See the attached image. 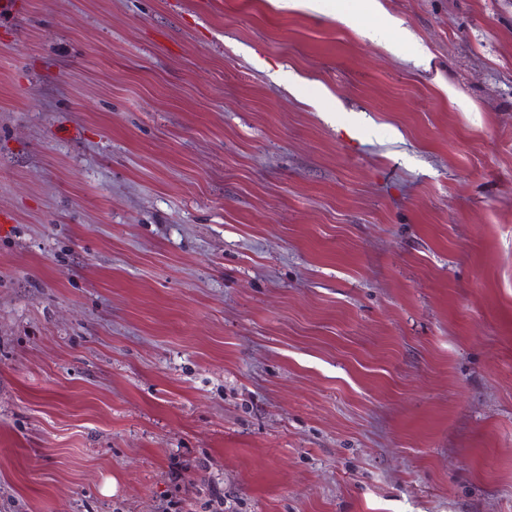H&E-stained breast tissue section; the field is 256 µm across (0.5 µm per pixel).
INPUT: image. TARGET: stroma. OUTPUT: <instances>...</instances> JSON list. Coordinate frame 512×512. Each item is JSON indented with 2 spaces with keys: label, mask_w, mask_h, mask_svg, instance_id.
<instances>
[{
  "label": "stroma",
  "mask_w": 512,
  "mask_h": 512,
  "mask_svg": "<svg viewBox=\"0 0 512 512\" xmlns=\"http://www.w3.org/2000/svg\"><path fill=\"white\" fill-rule=\"evenodd\" d=\"M0 15V512H512V0ZM356 13L339 10L337 18L347 27L363 29L364 34L375 39L380 32L393 29V23L383 16L378 0H363Z\"/></svg>",
  "instance_id": "obj_1"
}]
</instances>
